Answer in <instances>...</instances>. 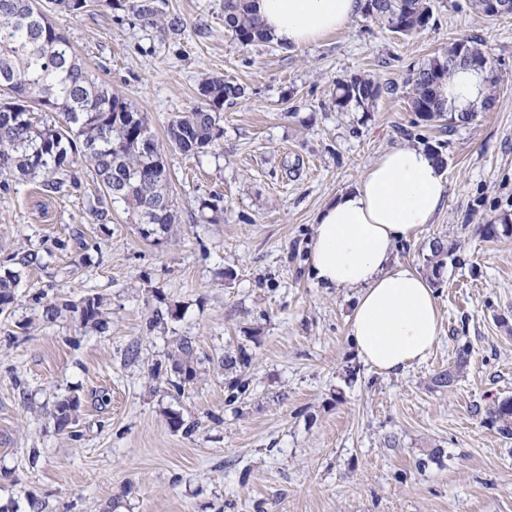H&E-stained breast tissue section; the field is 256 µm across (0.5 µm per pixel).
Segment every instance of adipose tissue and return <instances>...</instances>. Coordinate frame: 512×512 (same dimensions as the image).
Returning a JSON list of instances; mask_svg holds the SVG:
<instances>
[{
	"instance_id": "1",
	"label": "adipose tissue",
	"mask_w": 512,
	"mask_h": 512,
	"mask_svg": "<svg viewBox=\"0 0 512 512\" xmlns=\"http://www.w3.org/2000/svg\"><path fill=\"white\" fill-rule=\"evenodd\" d=\"M277 43L301 48L346 27L360 0H254ZM448 180L425 149L400 146L384 153L318 214L309 274L326 288H356L360 295L349 337L360 358L392 374L432 351L440 332L437 299L411 265L394 261L398 241L433 223L448 201Z\"/></svg>"
}]
</instances>
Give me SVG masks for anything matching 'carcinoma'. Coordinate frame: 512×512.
<instances>
[{
    "label": "carcinoma",
    "mask_w": 512,
    "mask_h": 512,
    "mask_svg": "<svg viewBox=\"0 0 512 512\" xmlns=\"http://www.w3.org/2000/svg\"><path fill=\"white\" fill-rule=\"evenodd\" d=\"M0 0V88L8 98L0 101V189L32 181L45 196L81 188L80 171L90 168L99 182L103 198L91 213L95 223H112V203L121 201L137 224L167 227L178 215L170 193L167 161L155 140L142 148V139L151 136L147 117L112 86L99 81L76 54L70 37L61 27H47L43 19L54 12L63 17L80 15L88 0ZM108 9L131 13L142 24L178 33L180 17L167 14L158 0H101ZM362 15L389 31L409 36L423 31L432 19L430 0H400L393 8L383 0H362ZM224 30L239 45L249 46L271 40L254 13L251 0H224ZM469 56L466 68L485 75L486 91L479 108L460 112L448 104L444 88L459 66L453 60ZM411 111L422 121L448 117V126L468 124L478 113L489 111L496 102V80L489 58L473 40L452 43L425 66L409 74ZM384 87L373 80L352 77L337 85L336 106L355 105L367 109L378 100ZM199 104L180 112L167 124L166 139L183 155L205 153L223 135L220 125L224 104L241 97L240 86L222 77L205 75L198 84ZM47 112L39 118L36 112ZM456 250L453 243L436 240L430 246L426 267L433 277L441 275L446 258ZM20 269L0 275V312L15 300L22 270L43 268V256L30 252L17 261ZM42 318L54 322L68 317L83 327L105 328V301L93 294L78 301L36 297ZM177 380L176 390L194 383L197 377L194 341L185 336L171 355ZM77 402L57 401L54 420L57 428L71 423ZM498 433L512 438V399L506 398L489 410Z\"/></svg>",
    "instance_id": "obj_1"
}]
</instances>
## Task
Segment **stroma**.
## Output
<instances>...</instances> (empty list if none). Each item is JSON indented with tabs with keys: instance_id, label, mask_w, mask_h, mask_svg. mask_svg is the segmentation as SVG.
<instances>
[{
	"instance_id": "obj_1",
	"label": "stroma",
	"mask_w": 512,
	"mask_h": 512,
	"mask_svg": "<svg viewBox=\"0 0 512 512\" xmlns=\"http://www.w3.org/2000/svg\"><path fill=\"white\" fill-rule=\"evenodd\" d=\"M224 0H165L179 33L100 5L60 25L85 64L147 115L169 120L198 102L203 75L243 94L225 106L208 153L166 150L178 222L143 235L124 204L94 224L101 187L42 196L0 192V273L45 254L0 313V512H512V438L488 410L512 398V14L485 19L467 0H431L418 35L357 17L320 43L243 47L224 32ZM477 41L497 80L493 111L465 125L419 120L406 77L448 45ZM365 76L388 91L370 110H340L336 85ZM437 148L448 205L398 261L426 273L434 240L457 249L431 279L441 315L428 357L391 375L357 356L348 323L357 289L308 275L319 210L353 188L389 148ZM222 213L198 221L201 199ZM82 246L71 245L74 232ZM69 241L54 249L55 239ZM105 298L106 329L40 319L34 296ZM176 314L149 328L151 311ZM198 375L171 385L178 338ZM247 363L224 370V353ZM459 369L449 387L433 377ZM79 401L58 430L59 398ZM185 428L173 431L170 415Z\"/></svg>"
}]
</instances>
